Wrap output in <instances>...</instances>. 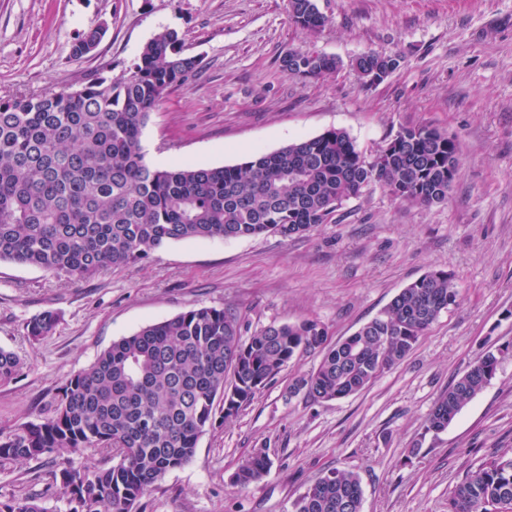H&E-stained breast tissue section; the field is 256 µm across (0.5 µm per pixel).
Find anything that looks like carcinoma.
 <instances>
[{"label":"carcinoma","instance_id":"obj_1","mask_svg":"<svg viewBox=\"0 0 512 512\" xmlns=\"http://www.w3.org/2000/svg\"><path fill=\"white\" fill-rule=\"evenodd\" d=\"M288 15L306 30L327 18L316 0H288ZM106 32L82 33L72 54L92 53ZM171 29L155 34L119 80L96 76L67 94L0 98V261L57 276L88 277L148 258L187 239H236L267 233L285 238L331 222L336 202L371 183L408 204L448 200L458 175L457 140L432 126H406L367 162L342 129L258 153L234 166L173 169L145 162L141 146L150 112L174 84L196 71ZM285 71L319 79L336 59L290 53ZM452 274L432 270L402 289L355 333L323 345L314 320L272 324L244 339L236 316L215 307L190 309L124 336L70 376L52 414L0 438V466L65 456L52 475L68 512H139L164 476L195 456L216 413L228 417L296 356L319 350L317 367L298 380L313 400L354 395L403 361L421 336L454 305ZM58 315L45 311L27 325L34 340L51 334ZM508 348L487 350L440 396L426 431L448 428L495 376ZM24 361L0 348V385ZM102 454V468L87 462ZM271 466L259 452L244 459L232 483L244 490ZM294 512H362L358 477L335 471L294 502ZM512 509V455L503 454L457 483L448 512ZM0 512H47L30 498L0 501Z\"/></svg>","mask_w":512,"mask_h":512}]
</instances>
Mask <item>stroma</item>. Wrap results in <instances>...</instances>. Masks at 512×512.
I'll list each match as a JSON object with an SVG mask.
<instances>
[{
    "label": "stroma",
    "mask_w": 512,
    "mask_h": 512,
    "mask_svg": "<svg viewBox=\"0 0 512 512\" xmlns=\"http://www.w3.org/2000/svg\"><path fill=\"white\" fill-rule=\"evenodd\" d=\"M327 24L297 27L288 0H0V98L67 93L92 75L127 74L158 31L176 30L198 69L151 112L141 145L148 164L238 165L330 129L376 154L404 126L447 130L460 143L446 203L418 207L378 184L348 199L331 224L284 238L188 239L84 278L0 262V348L26 362L0 386V434L37 423L66 379L112 342L199 307L235 314L243 335L310 319L328 344L352 335L425 273L453 274L456 305L414 350L361 392L332 401L290 396L320 357L288 363L250 405L216 420L194 458L170 471L141 512H293L318 478L355 473L363 512H448L463 476L512 454V352L443 432H426L439 396L485 351L512 344V0H317ZM107 32L76 58L79 34ZM291 52L339 58L321 79L291 76ZM398 58L367 84L365 54ZM57 312L49 336L28 322ZM263 452L267 473L248 490L230 478ZM54 458L0 469V500L33 496L48 512Z\"/></svg>",
    "instance_id": "stroma-1"
}]
</instances>
